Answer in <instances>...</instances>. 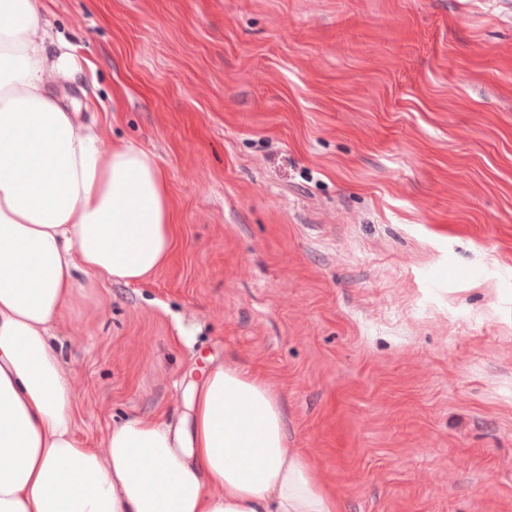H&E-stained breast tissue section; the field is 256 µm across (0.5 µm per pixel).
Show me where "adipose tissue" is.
<instances>
[{"label":"adipose tissue","instance_id":"1","mask_svg":"<svg viewBox=\"0 0 512 512\" xmlns=\"http://www.w3.org/2000/svg\"><path fill=\"white\" fill-rule=\"evenodd\" d=\"M41 0H0V512H339L262 375L219 364L189 388V427L114 423L82 446L54 327L80 275L141 283L176 244L152 154L104 146L49 84Z\"/></svg>","mask_w":512,"mask_h":512}]
</instances>
